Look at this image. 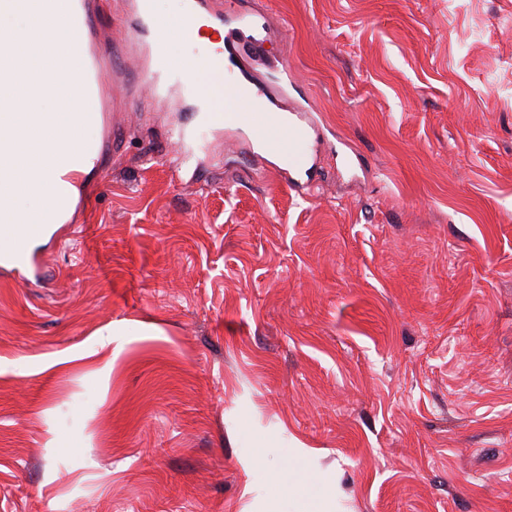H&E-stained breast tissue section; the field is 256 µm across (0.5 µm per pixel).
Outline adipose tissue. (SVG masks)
<instances>
[{"mask_svg":"<svg viewBox=\"0 0 512 512\" xmlns=\"http://www.w3.org/2000/svg\"><path fill=\"white\" fill-rule=\"evenodd\" d=\"M63 74L49 76V89L38 101V115L27 127L9 135L14 144L13 153L32 171L27 184L0 195L16 214L18 222L13 234L0 235V253H9L36 240L38 227L52 223L55 203L41 178L49 165L66 160L73 140H89V126L81 124L82 105L76 100L61 98L55 91L64 82Z\"/></svg>","mask_w":512,"mask_h":512,"instance_id":"ef3b65f1","label":"adipose tissue"}]
</instances>
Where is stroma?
Wrapping results in <instances>:
<instances>
[{
  "label": "stroma",
  "instance_id": "1",
  "mask_svg": "<svg viewBox=\"0 0 512 512\" xmlns=\"http://www.w3.org/2000/svg\"><path fill=\"white\" fill-rule=\"evenodd\" d=\"M245 2L316 182L129 113L0 269V512H512V0Z\"/></svg>",
  "mask_w": 512,
  "mask_h": 512
}]
</instances>
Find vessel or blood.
I'll return each mask as SVG.
<instances>
[{
    "label": "vessel or blood",
    "instance_id": "b4317fda",
    "mask_svg": "<svg viewBox=\"0 0 512 512\" xmlns=\"http://www.w3.org/2000/svg\"><path fill=\"white\" fill-rule=\"evenodd\" d=\"M149 2L122 0L116 14L122 35L109 41L102 35L104 0H38L36 9L42 20L53 23L58 12H65L69 28L80 34L75 48L78 63L74 66L52 52L47 37L31 42L26 55H17L19 35L0 30V129L26 126L31 90L43 83L47 73L57 71L67 75L60 95L81 101V121L86 125L103 126L107 113L118 112L123 105L136 107L145 94L174 100L182 111H196L194 67L169 64L165 59L167 44L159 39L158 32L166 28L190 41L207 31L218 41L214 55L206 56L205 63L224 75L225 127H249L251 115L239 110L237 99L245 96L254 100L260 106L264 128L280 132L290 173L309 175L304 115L310 107L305 102L288 105L287 88L269 91L250 68L248 61L262 52L263 41L252 15L242 12L239 0H185L183 12L176 17L155 15ZM73 157L81 163L80 171L61 174L53 169L44 178L55 195H63L72 187L83 189L87 173L100 169L98 143L80 144Z\"/></svg>",
    "mask_w": 512,
    "mask_h": 512
}]
</instances>
